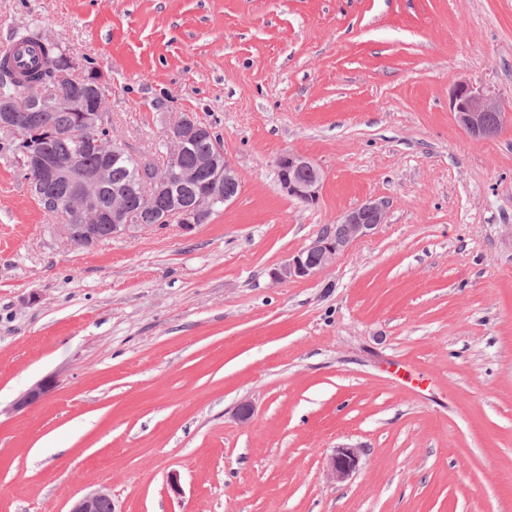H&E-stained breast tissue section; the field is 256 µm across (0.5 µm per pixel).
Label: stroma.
Segmentation results:
<instances>
[{"label":"stroma","instance_id":"stroma-1","mask_svg":"<svg viewBox=\"0 0 512 512\" xmlns=\"http://www.w3.org/2000/svg\"><path fill=\"white\" fill-rule=\"evenodd\" d=\"M30 21L103 72L128 152L163 163L191 112L242 187L192 232L74 248L0 132V512L100 487L118 512H512V119L476 140L449 108L467 83L512 110V0H0V46ZM289 151L316 204L281 190ZM369 199L375 234L272 280ZM276 166L284 193L305 205L318 201L324 176L309 158L288 152L277 158ZM55 387L54 378H46L35 384L22 396H20L13 404L12 411L18 412L27 409L38 403L46 394ZM359 460L355 448H338L331 459V472L338 480L348 477L357 467Z\"/></svg>","mask_w":512,"mask_h":512}]
</instances>
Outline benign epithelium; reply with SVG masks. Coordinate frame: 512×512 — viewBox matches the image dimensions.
<instances>
[{
    "label": "benign epithelium",
    "mask_w": 512,
    "mask_h": 512,
    "mask_svg": "<svg viewBox=\"0 0 512 512\" xmlns=\"http://www.w3.org/2000/svg\"><path fill=\"white\" fill-rule=\"evenodd\" d=\"M45 110L64 109L77 113L85 136L105 156L120 158L125 156L123 144L114 139L102 142L98 132L105 124L104 112L100 109L88 110L85 103L71 97L64 90L53 95H45L41 100ZM450 109L461 129L476 139L493 136L503 124L505 112L500 105L492 102L482 90L469 85L455 86L450 97ZM42 113L32 112L24 127L20 128L19 139L25 157L27 170L38 174V185H30L31 191L48 208L66 210L75 218L73 224L59 225L60 233L67 244L91 248L104 240L100 225H111V237L128 234L131 230L148 229L150 225L140 223V215L152 212L156 216V226L176 222L184 232H190L204 223L212 210L213 201L221 189L234 190L241 187L239 173L229 158L223 154H204L194 165L184 167L178 158L192 141L210 133L204 123L187 114L170 127L167 140L174 142L169 155L170 164L155 174L139 171V190L132 200L125 191L112 195L107 209L98 206L97 200L107 176L101 167L94 171L84 169L76 156H55L39 143L53 136L41 124ZM276 166L279 184L284 193L305 205H313L319 199L323 183V172L309 158L285 153L277 158ZM211 174V183L187 205L173 203L168 209L156 211L161 199L172 196L180 184H190L197 180L199 173ZM57 180H65L70 185L69 196L60 201L44 193V186ZM387 203L369 200L343 214L339 220L326 226L323 231L304 249L292 254L278 268L271 272L276 282L311 279L329 267L336 258L347 251L356 241L372 236L377 228L385 223ZM55 387L53 378H46L35 384L11 407L14 412L27 409L38 403ZM359 460L355 448H338L331 459V472L338 480L348 477L357 467ZM117 512L112 493L104 488L95 490L73 504L69 512Z\"/></svg>",
    "instance_id": "1"
}]
</instances>
